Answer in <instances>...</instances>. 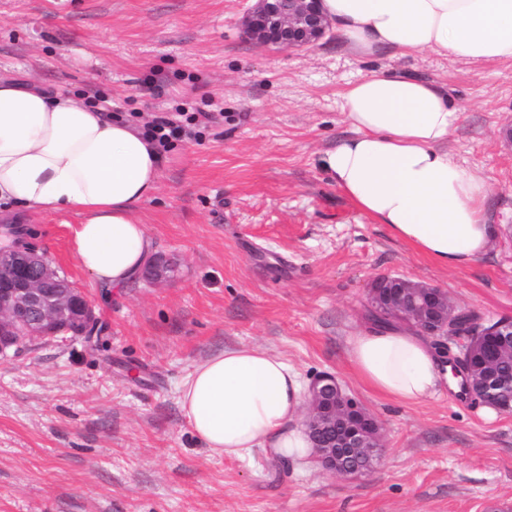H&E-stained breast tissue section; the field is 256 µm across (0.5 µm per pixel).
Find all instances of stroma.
Listing matches in <instances>:
<instances>
[{
    "label": "stroma",
    "instance_id": "1",
    "mask_svg": "<svg viewBox=\"0 0 512 512\" xmlns=\"http://www.w3.org/2000/svg\"><path fill=\"white\" fill-rule=\"evenodd\" d=\"M252 0H0V77L83 98L137 127L185 121L138 217L175 280L114 290L77 263L78 216L35 214L28 241L95 305L98 338L36 341L0 360V512H512V414L449 388L415 404L369 390L348 339L380 275L447 290L461 310L512 317V62L305 49L249 41ZM397 70L455 97L448 150L491 187L499 235L445 269L364 215L320 159L352 129L348 82ZM252 345L303 380L336 375L379 419L384 448L348 480L313 457L245 460L204 448L179 390L207 356Z\"/></svg>",
    "mask_w": 512,
    "mask_h": 512
}]
</instances>
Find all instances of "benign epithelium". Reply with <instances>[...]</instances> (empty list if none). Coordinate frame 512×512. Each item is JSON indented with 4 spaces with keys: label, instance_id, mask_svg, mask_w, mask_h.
<instances>
[{
    "label": "benign epithelium",
    "instance_id": "obj_1",
    "mask_svg": "<svg viewBox=\"0 0 512 512\" xmlns=\"http://www.w3.org/2000/svg\"><path fill=\"white\" fill-rule=\"evenodd\" d=\"M321 0H254L243 17V33L268 47L304 48L317 43L330 30ZM175 267L159 256L143 272L152 284L170 281ZM371 315L408 325L421 336H430L441 348L452 341L458 352L448 354V363L459 372L467 351L462 336L474 338L484 325L463 324L465 311L458 309L448 293L431 285L399 276L378 277L368 291ZM98 324L95 306L73 283L64 282L45 254L30 246H0V355L17 353L35 340L60 335H89ZM487 334L497 337L485 349L480 365L485 372L482 386L469 393L503 414L512 413V397L500 398L506 382L494 372L505 355L512 356V321L489 323ZM313 454L332 474L358 479L375 468L383 450L382 424L359 404L329 372L316 375L308 385V408L302 422Z\"/></svg>",
    "mask_w": 512,
    "mask_h": 512
}]
</instances>
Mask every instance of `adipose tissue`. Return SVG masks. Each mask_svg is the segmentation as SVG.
<instances>
[{
  "mask_svg": "<svg viewBox=\"0 0 512 512\" xmlns=\"http://www.w3.org/2000/svg\"><path fill=\"white\" fill-rule=\"evenodd\" d=\"M340 41L361 57L413 51L475 63L512 61V0H322ZM341 110L355 131L323 168L366 215L446 267L483 256L497 233L490 186L458 164L448 135L460 118L448 91L391 71L350 83ZM161 155L141 130L71 96L0 78V243L21 214H74L72 250L101 285L141 275L153 240L137 217L158 190ZM360 380L400 403L458 389L446 357L402 326L370 325L349 339ZM305 401L299 373L252 346L196 366L179 403L196 439L242 459L255 449L305 453L294 428Z\"/></svg>",
  "mask_w": 512,
  "mask_h": 512,
  "instance_id": "obj_1",
  "label": "adipose tissue"
}]
</instances>
